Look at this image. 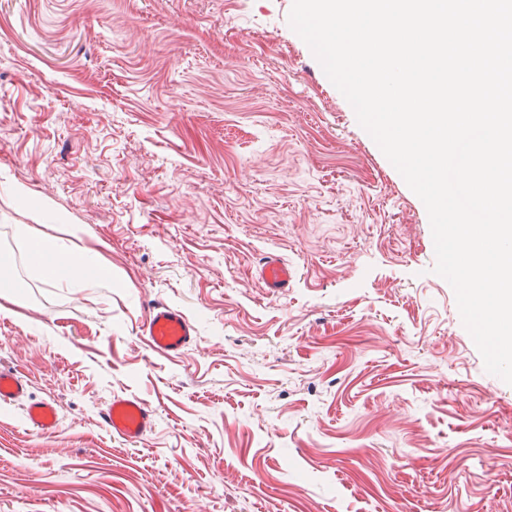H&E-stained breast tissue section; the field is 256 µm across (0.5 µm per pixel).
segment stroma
<instances>
[{
  "label": "stroma",
  "mask_w": 512,
  "mask_h": 512,
  "mask_svg": "<svg viewBox=\"0 0 512 512\" xmlns=\"http://www.w3.org/2000/svg\"><path fill=\"white\" fill-rule=\"evenodd\" d=\"M292 5L0 0V365L60 419L0 406V512H512V385ZM17 224L105 278L36 277ZM159 301L198 329L176 358ZM129 394L157 414L135 444L99 419ZM295 277V271L286 260L271 254L265 257L259 269V279L267 294L276 295L288 288ZM153 351L167 357L183 354L195 341V325L180 311L164 302L152 306L144 326Z\"/></svg>",
  "instance_id": "1"
}]
</instances>
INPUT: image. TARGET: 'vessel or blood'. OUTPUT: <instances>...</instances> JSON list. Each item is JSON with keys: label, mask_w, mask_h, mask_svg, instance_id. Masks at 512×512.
<instances>
[{"label": "vessel or blood", "mask_w": 512, "mask_h": 512, "mask_svg": "<svg viewBox=\"0 0 512 512\" xmlns=\"http://www.w3.org/2000/svg\"><path fill=\"white\" fill-rule=\"evenodd\" d=\"M294 277L293 267L274 254L266 256L259 269L262 286L270 295L288 288ZM144 332L151 349L167 357L183 354L197 336L195 325L183 313L163 302L152 306ZM18 403L24 406L29 427L43 433L56 431L59 416L55 401L31 397L27 381L13 369L0 366V405ZM101 419L113 436L135 443L152 432L156 413L141 397L125 395L113 397Z\"/></svg>", "instance_id": "1"}]
</instances>
